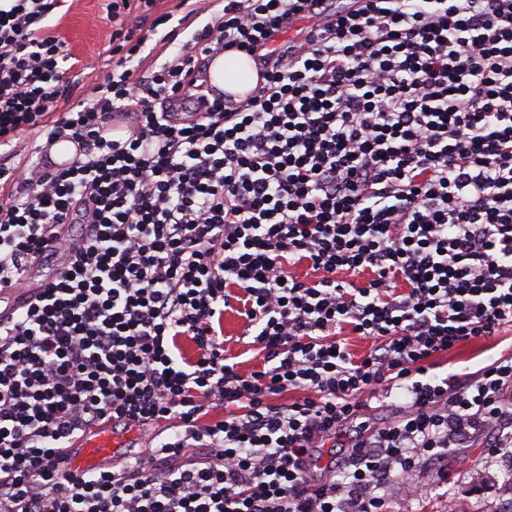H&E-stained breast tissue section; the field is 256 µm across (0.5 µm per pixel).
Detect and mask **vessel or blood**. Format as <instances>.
I'll return each mask as SVG.
<instances>
[{"label": "vessel or blood", "mask_w": 512, "mask_h": 512, "mask_svg": "<svg viewBox=\"0 0 512 512\" xmlns=\"http://www.w3.org/2000/svg\"><path fill=\"white\" fill-rule=\"evenodd\" d=\"M126 444V437L106 424L93 435L75 441L66 452L56 455L53 464L60 472L78 476L106 466Z\"/></svg>", "instance_id": "1"}]
</instances>
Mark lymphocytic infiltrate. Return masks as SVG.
<instances>
[{
    "label": "lymphocytic infiltrate",
    "instance_id": "obj_1",
    "mask_svg": "<svg viewBox=\"0 0 512 512\" xmlns=\"http://www.w3.org/2000/svg\"><path fill=\"white\" fill-rule=\"evenodd\" d=\"M62 3L0 0V146L44 137L0 160V288L27 295L0 315V512H390L470 436L512 449V353L435 371L512 331V0H212L142 77L140 30L171 16L110 0L112 69L56 119ZM226 51L258 56L255 95L210 89ZM230 308L259 369L224 353ZM374 400L397 420L365 422ZM108 422L148 458L53 468ZM512 352V333H502L491 340H476L459 346L447 354L441 355L437 362L439 372L472 373L483 367L488 360L501 352Z\"/></svg>",
    "mask_w": 512,
    "mask_h": 512
}]
</instances>
